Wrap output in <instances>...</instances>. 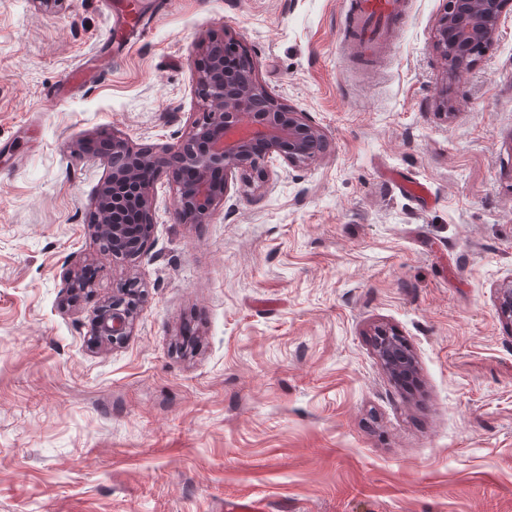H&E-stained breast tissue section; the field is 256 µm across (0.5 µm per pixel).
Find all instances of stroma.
I'll return each mask as SVG.
<instances>
[{
	"label": "stroma",
	"mask_w": 512,
	"mask_h": 512,
	"mask_svg": "<svg viewBox=\"0 0 512 512\" xmlns=\"http://www.w3.org/2000/svg\"><path fill=\"white\" fill-rule=\"evenodd\" d=\"M445 4L407 0L364 65L342 0H0V512H512V4L456 72L435 47ZM226 27L331 150L255 188L233 176L207 224L174 223L159 177L144 253L112 262L87 229L108 169L73 149L176 143L196 45ZM70 258L98 276L65 308ZM130 276L132 336L90 347ZM377 325L411 347L413 390ZM373 336H380L375 343V351L392 377L403 381L416 374L417 366L413 354L408 347L407 352H402L396 347L397 340L391 337L392 332L378 328Z\"/></svg>",
	"instance_id": "1"
}]
</instances>
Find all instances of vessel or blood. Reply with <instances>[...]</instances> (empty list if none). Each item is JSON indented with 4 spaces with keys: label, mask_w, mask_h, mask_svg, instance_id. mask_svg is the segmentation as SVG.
Segmentation results:
<instances>
[{
    "label": "vessel or blood",
    "mask_w": 512,
    "mask_h": 512,
    "mask_svg": "<svg viewBox=\"0 0 512 512\" xmlns=\"http://www.w3.org/2000/svg\"><path fill=\"white\" fill-rule=\"evenodd\" d=\"M343 13L348 48L366 57L387 44L405 17L402 0H344Z\"/></svg>",
    "instance_id": "obj_1"
}]
</instances>
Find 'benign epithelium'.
<instances>
[{
    "label": "benign epithelium",
    "mask_w": 512,
    "mask_h": 512,
    "mask_svg": "<svg viewBox=\"0 0 512 512\" xmlns=\"http://www.w3.org/2000/svg\"><path fill=\"white\" fill-rule=\"evenodd\" d=\"M512 0H448L436 28V48L449 69L470 65L474 43L491 45L504 9ZM234 45L229 28L199 44L206 64L194 76L199 112L176 143L161 148L135 146L114 135L103 161L110 173L96 190L91 227L94 238L108 241L112 261L130 264L153 234L154 183L164 175L174 188L176 224H208L229 190V176L248 184L266 181L268 162L281 159L293 168L317 162L328 148L326 132L306 113L282 105L260 81L256 63L228 70L225 56ZM66 292L88 293L95 277L76 265L66 269ZM145 298L134 279L112 287L92 322V336L112 346L123 343L136 325ZM375 351L399 381L413 377L416 361L396 347L392 333L378 328Z\"/></svg>",
    "instance_id": "benign-epithelium-1"
}]
</instances>
